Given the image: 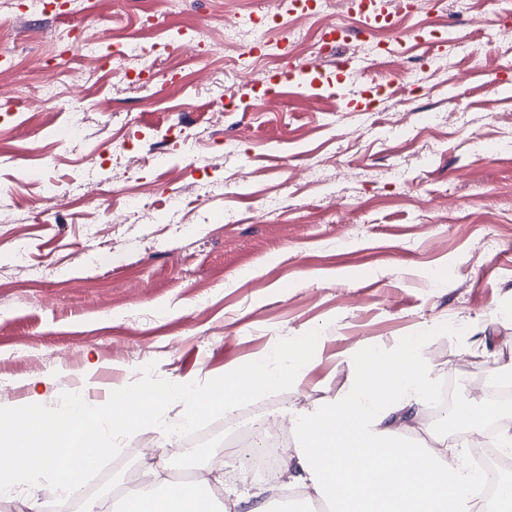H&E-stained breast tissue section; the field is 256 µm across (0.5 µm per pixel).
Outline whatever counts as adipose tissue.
Instances as JSON below:
<instances>
[{
  "label": "adipose tissue",
  "instance_id": "obj_1",
  "mask_svg": "<svg viewBox=\"0 0 512 512\" xmlns=\"http://www.w3.org/2000/svg\"><path fill=\"white\" fill-rule=\"evenodd\" d=\"M424 339L409 337L398 354H359L360 372L342 399L292 413L297 438L294 482L332 512H512V478L494 496L460 454L409 440L403 414H417L431 394Z\"/></svg>",
  "mask_w": 512,
  "mask_h": 512
}]
</instances>
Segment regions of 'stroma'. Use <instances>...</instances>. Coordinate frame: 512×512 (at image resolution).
I'll return each mask as SVG.
<instances>
[{"label":"stroma","mask_w":512,"mask_h":512,"mask_svg":"<svg viewBox=\"0 0 512 512\" xmlns=\"http://www.w3.org/2000/svg\"><path fill=\"white\" fill-rule=\"evenodd\" d=\"M321 2L268 39L355 25L347 0ZM395 3L377 0L420 43L387 53L360 35L342 46L345 71L312 68L298 47L307 85L267 99L224 19L268 0H0V405L30 404L40 377L53 380L42 405L100 399L149 364L204 383L317 327L306 379L255 402L269 418L338 400L356 353L416 334L434 383L462 402L512 364V73L496 80L512 15L501 0H413L401 15ZM59 35L100 37L133 69L123 44H150L152 80L113 79L78 50L58 64ZM48 85L81 96L80 116L46 111ZM220 93L238 110L215 112ZM76 118L82 139L55 138ZM181 445L156 428L126 439L121 482L145 467L175 479ZM293 456L270 482L223 448L230 512L294 492Z\"/></svg>","instance_id":"stroma-1"}]
</instances>
